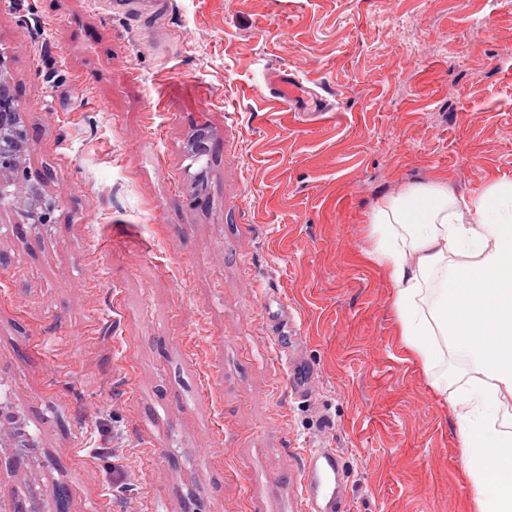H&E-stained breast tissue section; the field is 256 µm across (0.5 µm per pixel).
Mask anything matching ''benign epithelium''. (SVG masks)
<instances>
[{
    "instance_id": "1",
    "label": "benign epithelium",
    "mask_w": 512,
    "mask_h": 512,
    "mask_svg": "<svg viewBox=\"0 0 512 512\" xmlns=\"http://www.w3.org/2000/svg\"><path fill=\"white\" fill-rule=\"evenodd\" d=\"M210 140L208 133L196 130L190 137L188 152L194 157L207 154ZM30 141V131L22 119L19 101L6 75L5 61L0 58V199L10 197L15 207L37 227L49 222L55 201L47 197L41 183L22 187L12 178L21 168ZM4 442L13 449L16 461L23 464L32 462L31 450L37 447V443L0 401V444Z\"/></svg>"
}]
</instances>
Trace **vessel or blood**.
Wrapping results in <instances>:
<instances>
[{
    "instance_id": "b4317fda",
    "label": "vessel or blood",
    "mask_w": 512,
    "mask_h": 512,
    "mask_svg": "<svg viewBox=\"0 0 512 512\" xmlns=\"http://www.w3.org/2000/svg\"><path fill=\"white\" fill-rule=\"evenodd\" d=\"M342 457L323 445L311 449L303 460L305 512H344L346 484L340 476Z\"/></svg>"
}]
</instances>
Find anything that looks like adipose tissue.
<instances>
[{
    "label": "adipose tissue",
    "instance_id": "ef3b65f1",
    "mask_svg": "<svg viewBox=\"0 0 512 512\" xmlns=\"http://www.w3.org/2000/svg\"><path fill=\"white\" fill-rule=\"evenodd\" d=\"M365 237L408 359L455 410L476 512H512V431L498 423L512 397V180L489 178L467 200L441 177L407 186L371 208ZM447 341L478 373L453 390L434 372Z\"/></svg>",
    "mask_w": 512,
    "mask_h": 512
}]
</instances>
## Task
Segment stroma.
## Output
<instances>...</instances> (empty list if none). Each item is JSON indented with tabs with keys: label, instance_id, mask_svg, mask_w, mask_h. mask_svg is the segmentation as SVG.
Returning <instances> with one entry per match:
<instances>
[{
	"label": "stroma",
	"instance_id": "1",
	"mask_svg": "<svg viewBox=\"0 0 512 512\" xmlns=\"http://www.w3.org/2000/svg\"><path fill=\"white\" fill-rule=\"evenodd\" d=\"M511 44L512 0H0L25 173L56 202L36 235L0 201V391L39 442L21 467L0 447V504L301 512L323 444L346 512H475L360 253L405 185L512 179ZM283 68L326 115L275 98Z\"/></svg>",
	"mask_w": 512,
	"mask_h": 512
}]
</instances>
